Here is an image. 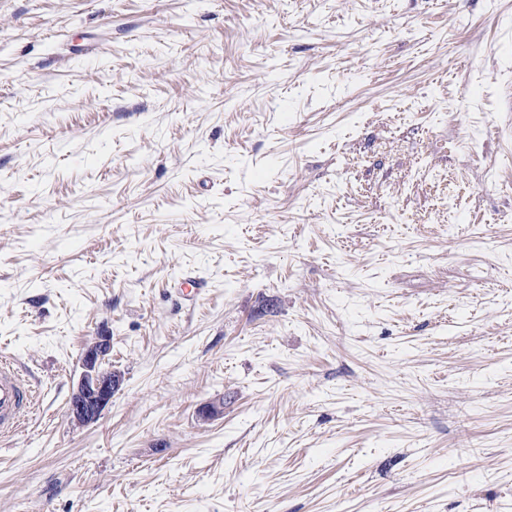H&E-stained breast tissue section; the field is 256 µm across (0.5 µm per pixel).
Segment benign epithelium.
<instances>
[{"label": "benign epithelium", "mask_w": 512, "mask_h": 512, "mask_svg": "<svg viewBox=\"0 0 512 512\" xmlns=\"http://www.w3.org/2000/svg\"><path fill=\"white\" fill-rule=\"evenodd\" d=\"M111 348V337L101 333L84 352L83 371L68 408L71 420L80 424L95 422L121 386V374L104 366Z\"/></svg>", "instance_id": "1"}]
</instances>
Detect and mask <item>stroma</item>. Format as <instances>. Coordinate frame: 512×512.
<instances>
[{"label":"stroma","instance_id":"obj_1","mask_svg":"<svg viewBox=\"0 0 512 512\" xmlns=\"http://www.w3.org/2000/svg\"><path fill=\"white\" fill-rule=\"evenodd\" d=\"M1 349L0 512H512V0H0ZM111 348V336L101 333L84 352L83 371L68 408L71 420L80 424L95 422L121 386V374L104 366ZM34 390L19 367L0 356V437L13 436L27 419Z\"/></svg>","mask_w":512,"mask_h":512}]
</instances>
